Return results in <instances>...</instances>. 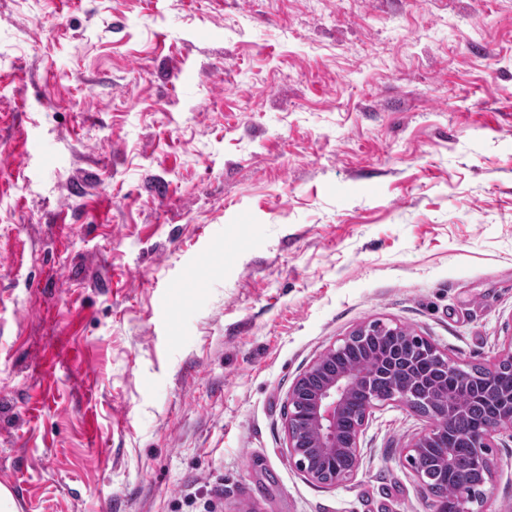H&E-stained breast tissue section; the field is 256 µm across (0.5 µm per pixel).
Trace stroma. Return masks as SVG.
<instances>
[{"instance_id": "35a3bbf8", "label": "stroma", "mask_w": 512, "mask_h": 512, "mask_svg": "<svg viewBox=\"0 0 512 512\" xmlns=\"http://www.w3.org/2000/svg\"><path fill=\"white\" fill-rule=\"evenodd\" d=\"M374 321L512 333V0H0L19 512H433L402 403L342 484L289 457V388Z\"/></svg>"}]
</instances>
